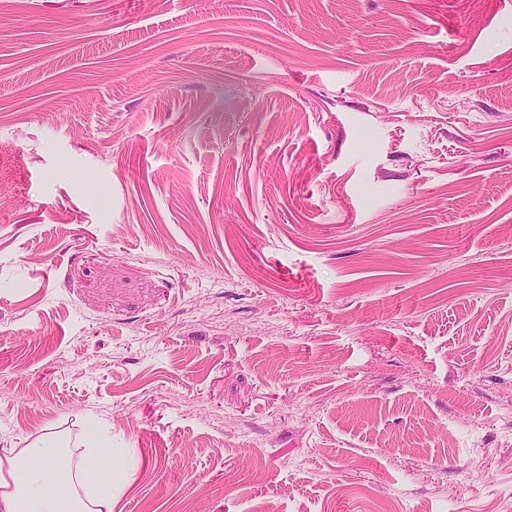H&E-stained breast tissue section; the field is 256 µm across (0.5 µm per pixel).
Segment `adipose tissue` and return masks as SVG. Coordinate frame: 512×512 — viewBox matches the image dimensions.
Wrapping results in <instances>:
<instances>
[{"mask_svg":"<svg viewBox=\"0 0 512 512\" xmlns=\"http://www.w3.org/2000/svg\"><path fill=\"white\" fill-rule=\"evenodd\" d=\"M88 441L72 454L49 438L0 455V512H112V473L97 472Z\"/></svg>","mask_w":512,"mask_h":512,"instance_id":"ef3b65f1","label":"adipose tissue"}]
</instances>
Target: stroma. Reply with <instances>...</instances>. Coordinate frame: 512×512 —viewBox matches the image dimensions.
Segmentation results:
<instances>
[{"label": "stroma", "mask_w": 512, "mask_h": 512, "mask_svg": "<svg viewBox=\"0 0 512 512\" xmlns=\"http://www.w3.org/2000/svg\"><path fill=\"white\" fill-rule=\"evenodd\" d=\"M92 421L112 512H512V0H0V453Z\"/></svg>", "instance_id": "35a3bbf8"}]
</instances>
